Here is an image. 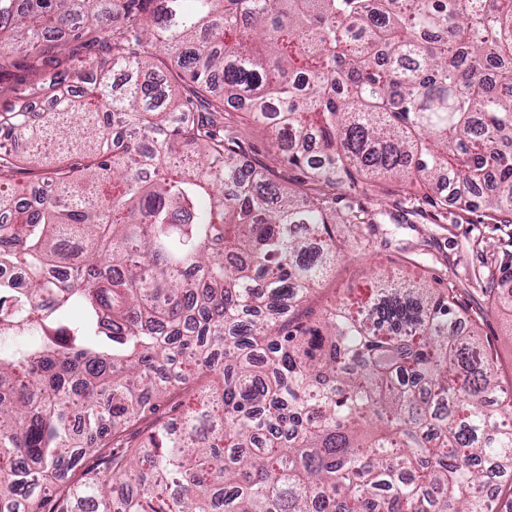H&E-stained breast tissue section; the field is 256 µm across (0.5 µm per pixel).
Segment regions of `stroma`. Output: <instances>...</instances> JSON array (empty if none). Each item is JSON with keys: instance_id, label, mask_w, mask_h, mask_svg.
Listing matches in <instances>:
<instances>
[{"instance_id": "stroma-1", "label": "stroma", "mask_w": 512, "mask_h": 512, "mask_svg": "<svg viewBox=\"0 0 512 512\" xmlns=\"http://www.w3.org/2000/svg\"><path fill=\"white\" fill-rule=\"evenodd\" d=\"M225 123L243 144V162L272 164L265 129L246 112L230 109ZM275 181L291 191H311L303 173L287 164H272ZM337 211L362 209L352 257L339 260L331 274L300 305L299 315H319L376 273L407 271L432 287L453 288L461 310L485 311L478 334L494 361L502 387L512 391V312L491 306L484 287L500 283L512 268V224L490 220L485 210L464 211L440 205L436 196L396 182L364 180L330 193Z\"/></svg>"}]
</instances>
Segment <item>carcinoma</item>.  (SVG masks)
Wrapping results in <instances>:
<instances>
[{"label":"carcinoma","mask_w":512,"mask_h":512,"mask_svg":"<svg viewBox=\"0 0 512 512\" xmlns=\"http://www.w3.org/2000/svg\"><path fill=\"white\" fill-rule=\"evenodd\" d=\"M64 62L0 113V512H512V399L453 291L293 318L346 179L512 215V0H0V76ZM239 101L318 195L242 167Z\"/></svg>","instance_id":"obj_1"}]
</instances>
